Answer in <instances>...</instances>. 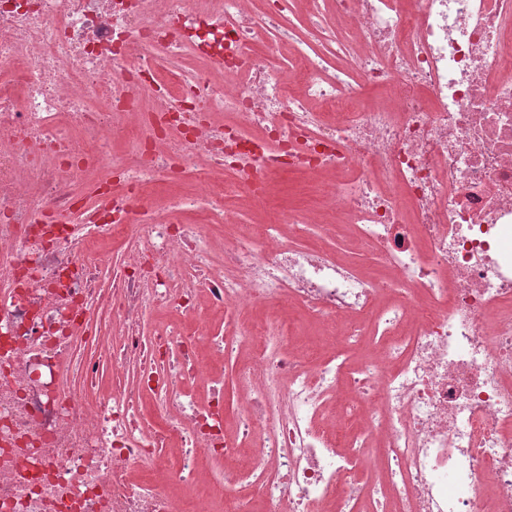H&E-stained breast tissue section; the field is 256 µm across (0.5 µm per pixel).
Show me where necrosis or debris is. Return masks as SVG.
Returning <instances> with one entry per match:
<instances>
[{
    "mask_svg": "<svg viewBox=\"0 0 512 512\" xmlns=\"http://www.w3.org/2000/svg\"><path fill=\"white\" fill-rule=\"evenodd\" d=\"M256 499L512 512V0H0V512ZM268 195L271 206L285 215L312 205L317 199L314 186L302 176L288 173L271 181Z\"/></svg>",
    "mask_w": 512,
    "mask_h": 512,
    "instance_id": "necrosis-or-debris-1",
    "label": "necrosis or debris"
}]
</instances>
